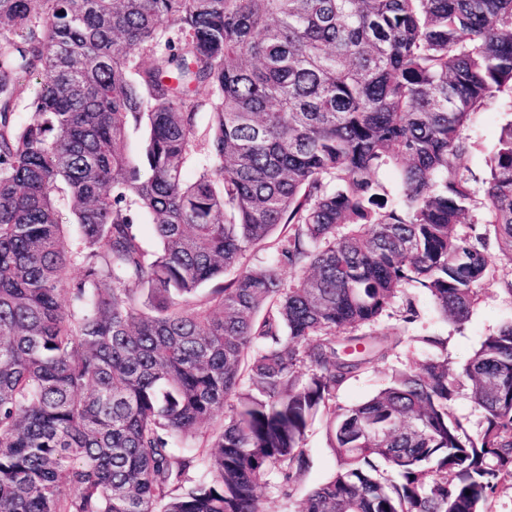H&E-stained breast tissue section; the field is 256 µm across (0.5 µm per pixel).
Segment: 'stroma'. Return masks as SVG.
<instances>
[{"mask_svg": "<svg viewBox=\"0 0 512 512\" xmlns=\"http://www.w3.org/2000/svg\"><path fill=\"white\" fill-rule=\"evenodd\" d=\"M506 119L499 103L488 105L476 113L466 130L473 147L465 157L464 164L476 179H484L487 161L498 141L501 127ZM418 318L414 323L387 318L377 327L378 332L393 335L404 333L405 339L391 355L380 362L369 365L359 376L345 384L337 393L336 401L344 407L362 403L390 381L395 368L401 364L424 360L426 350L413 338L422 333L442 336L447 341L448 362L453 369H460L481 339L495 331L502 323L512 319V296L498 285L485 288L480 302L474 307L468 319L461 324L442 320L437 314L431 298L424 293L413 296ZM305 468L294 476L290 497L279 494L269 495L263 503L264 512H298L307 493L326 482L339 466L338 458L329 446L324 421H316L305 440Z\"/></svg>", "mask_w": 512, "mask_h": 512, "instance_id": "obj_1", "label": "stroma"}]
</instances>
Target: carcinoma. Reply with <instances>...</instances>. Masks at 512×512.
<instances>
[{"mask_svg": "<svg viewBox=\"0 0 512 512\" xmlns=\"http://www.w3.org/2000/svg\"><path fill=\"white\" fill-rule=\"evenodd\" d=\"M506 90L512 0H0V512H262L322 416L339 467L300 512H489L512 321L457 374L421 335L419 368L336 394L402 343L363 329L415 322L409 290L462 323L489 236L512 266V95L482 188L463 164ZM453 412L471 436L477 435L482 430V414L475 408L467 389L461 390L457 395L453 404Z\"/></svg>", "mask_w": 512, "mask_h": 512, "instance_id": "cac0c4a2", "label": "carcinoma"}]
</instances>
